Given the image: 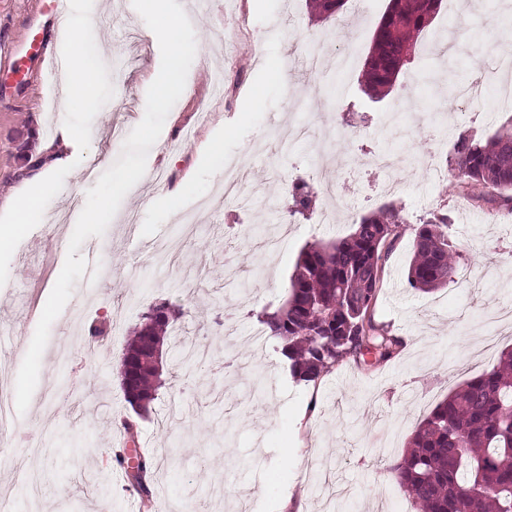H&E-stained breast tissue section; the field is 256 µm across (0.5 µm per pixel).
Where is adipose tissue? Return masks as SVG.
Wrapping results in <instances>:
<instances>
[{"mask_svg":"<svg viewBox=\"0 0 512 512\" xmlns=\"http://www.w3.org/2000/svg\"><path fill=\"white\" fill-rule=\"evenodd\" d=\"M73 50L68 60L67 76L72 94L80 99L86 111H96L99 97V80L95 68L86 62L82 52L83 43L89 38V30L78 24L68 27ZM72 139L70 129H63L58 144L40 145L37 154L42 165L27 170L23 183L12 195L0 201V207L7 211L9 223L0 224V248L10 245L19 238L29 222L32 213L44 205V199L33 190L34 184L47 180L54 164L61 162Z\"/></svg>","mask_w":512,"mask_h":512,"instance_id":"adipose-tissue-1","label":"adipose tissue"}]
</instances>
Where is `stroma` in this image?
I'll return each mask as SVG.
<instances>
[{
	"mask_svg": "<svg viewBox=\"0 0 512 512\" xmlns=\"http://www.w3.org/2000/svg\"><path fill=\"white\" fill-rule=\"evenodd\" d=\"M195 30L196 57L186 87L169 112L146 173L126 195L105 234L90 237L79 255L96 253V280L75 282L53 322L38 385L27 412L0 434L17 465L35 463L39 501L24 495L14 467L0 468V498L14 512H323L336 488L352 492L344 512H415L387 470L419 423L448 393L496 363L512 347V326L501 334L483 323L487 311L512 300V202L495 192L455 188L454 144L461 132L485 138L512 115V100L497 89L512 82L500 66L503 33L512 30V0H459L458 15L440 10L403 66L394 91L380 101L361 90L366 57L389 0H369L364 14L346 4L340 20L310 21L306 0H178ZM70 22L86 23L94 37L88 61L98 66L102 109L82 111L45 65L30 62V86L0 95V198L12 194L25 159L29 131L42 139L74 130L68 159L35 190L45 206L22 237L0 250V383L14 388L47 298L65 262L75 227L65 220L85 205L95 182L119 157L113 130L130 133L144 117L146 94L160 70L155 34L131 0H74ZM55 23L39 0H0V65L29 27ZM324 42L323 69L305 65L309 44ZM351 58L348 70L336 60ZM224 87L213 92V71ZM482 79L481 101L465 104L461 84ZM251 111H244V104ZM210 120H202V113ZM312 124L328 134L329 178L337 198L316 187L317 210L342 201L348 214L316 225L315 212L290 213L293 181L310 178L318 157L305 142L281 144L284 125ZM446 141L438 158L443 178L421 157L429 127ZM398 151L408 157L398 187L376 192L352 172L371 157ZM243 160L259 197H274L288 226L274 262L255 240H239L225 225L267 224L258 209L242 216L224 199V169ZM176 199H169L170 190ZM404 220L383 267L374 318L404 347L375 366L347 362L314 382H295L277 340H248L257 312L277 308L302 247L316 238L344 237L354 220L386 203ZM447 211L448 234L473 275L430 292L412 289L407 270L420 224ZM153 247L172 244L170 266L134 265L139 251L126 220ZM234 253L245 297L226 287L224 255ZM159 301L179 305L162 348L164 385L151 409L137 416L124 395L119 369L129 331ZM236 312L239 336L224 333L226 309ZM104 328L91 340V323ZM206 343L207 360L179 369L183 347ZM258 375L259 394L245 396L224 376L229 354ZM133 422L139 447L154 465L150 502L115 467ZM289 507H282L283 498Z\"/></svg>",
	"mask_w": 512,
	"mask_h": 512,
	"instance_id": "1",
	"label": "stroma"
}]
</instances>
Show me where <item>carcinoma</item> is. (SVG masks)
Masks as SVG:
<instances>
[{"mask_svg":"<svg viewBox=\"0 0 512 512\" xmlns=\"http://www.w3.org/2000/svg\"><path fill=\"white\" fill-rule=\"evenodd\" d=\"M347 2L309 0V7L319 19L336 20ZM439 8L440 0H391L364 64L367 96L390 95ZM454 153L457 186L507 192L512 202V119L484 139L459 134ZM292 199L291 213L312 209L313 193L305 183L293 186ZM398 213L387 205L361 217L349 237L315 241L301 251L287 299L261 318L269 336L282 342L296 380L316 381L345 358L362 365L370 355L380 364L399 352L401 338L373 317L384 260L400 237ZM448 224V214L438 212L417 229L407 273L411 287L429 292L457 274L459 256L448 240ZM179 316L161 301L132 330L124 357L138 362L140 371L133 385L123 386L130 404L145 409L156 399L161 368L149 343H164ZM137 458V487L148 499L152 462L142 454ZM387 470L416 512H487L491 502L495 512H512V349L436 404Z\"/></svg>","mask_w":512,"mask_h":512,"instance_id":"carcinoma-1","label":"carcinoma"}]
</instances>
